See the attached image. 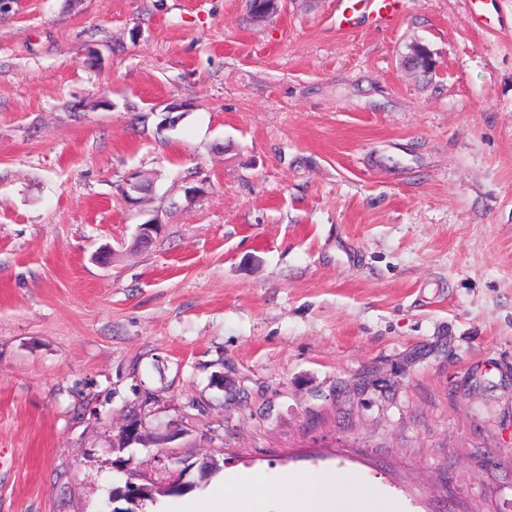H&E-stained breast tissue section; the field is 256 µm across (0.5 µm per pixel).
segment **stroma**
Listing matches in <instances>:
<instances>
[{
  "label": "stroma",
  "mask_w": 512,
  "mask_h": 512,
  "mask_svg": "<svg viewBox=\"0 0 512 512\" xmlns=\"http://www.w3.org/2000/svg\"><path fill=\"white\" fill-rule=\"evenodd\" d=\"M335 4L0 10V512L206 456L512 512V0ZM400 0H337L336 28L345 30L355 13L365 11L375 21L390 22L398 10Z\"/></svg>",
  "instance_id": "stroma-1"
}]
</instances>
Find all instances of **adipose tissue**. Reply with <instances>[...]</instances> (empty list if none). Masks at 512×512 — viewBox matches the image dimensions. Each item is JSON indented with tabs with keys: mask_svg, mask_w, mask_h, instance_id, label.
Returning <instances> with one entry per match:
<instances>
[{
	"mask_svg": "<svg viewBox=\"0 0 512 512\" xmlns=\"http://www.w3.org/2000/svg\"><path fill=\"white\" fill-rule=\"evenodd\" d=\"M350 475L336 471L307 473L284 481L282 504L288 512H402L398 502L355 496ZM205 503L189 512H259L271 494L267 476L238 473L229 486L213 483Z\"/></svg>",
	"mask_w": 512,
	"mask_h": 512,
	"instance_id": "adipose-tissue-1",
	"label": "adipose tissue"
}]
</instances>
